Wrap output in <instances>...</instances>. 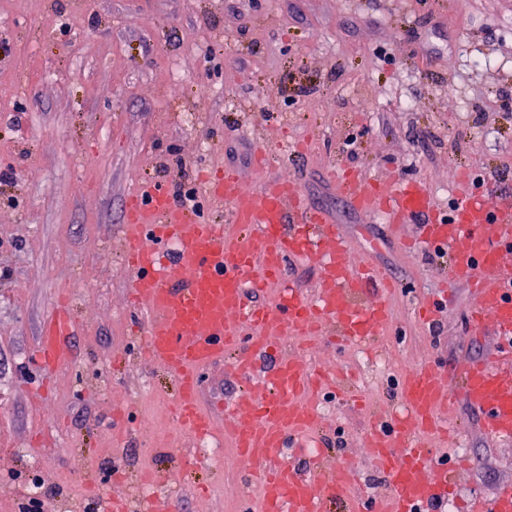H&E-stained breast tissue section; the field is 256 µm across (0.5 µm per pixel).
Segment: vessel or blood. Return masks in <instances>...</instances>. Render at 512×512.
Returning <instances> with one entry per match:
<instances>
[{"label": "vessel or blood", "instance_id": "obj_1", "mask_svg": "<svg viewBox=\"0 0 512 512\" xmlns=\"http://www.w3.org/2000/svg\"><path fill=\"white\" fill-rule=\"evenodd\" d=\"M330 177L354 211L383 219L393 234L419 219L424 242L448 253L449 282L474 290L470 326L492 327L500 339L486 360L452 372L435 363L416 369L402 384L401 414L372 420L366 451L387 476L386 495L360 491L354 471L319 464L301 469L287 459L309 447L322 420L311 398L319 378L301 354H284L269 366L264 357L275 340L300 343L326 327L343 339L371 342L390 320L386 296L393 288L371 267L356 265L334 216L309 207L295 183L269 180L245 192L236 174L225 171L208 183L210 194L227 204L223 224L192 218L156 183L128 198L121 243L133 273L140 354L178 379L174 413L182 437H231L248 461L260 498L245 501L243 512H327L339 499L346 512H433L454 483L447 461L426 442L448 406L450 374L460 375L464 399L479 411L485 431L512 441V202L469 195L443 214L419 179L365 184L348 167ZM296 260L319 271L313 295L287 279ZM273 282L279 285L275 300L256 303L254 294ZM80 333L66 305L49 313L37 339L42 368L64 364L68 339ZM228 351L237 354L244 391L225 404L219 431L199 404V389L203 370ZM465 509L512 512V483L490 499L471 498Z\"/></svg>", "mask_w": 512, "mask_h": 512}]
</instances>
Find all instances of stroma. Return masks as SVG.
<instances>
[{"label": "stroma", "mask_w": 512, "mask_h": 512, "mask_svg": "<svg viewBox=\"0 0 512 512\" xmlns=\"http://www.w3.org/2000/svg\"><path fill=\"white\" fill-rule=\"evenodd\" d=\"M336 163L370 181L423 179L443 210L466 186L512 198V0H0V512H20L27 473L48 480L42 512H109L127 495L148 512L145 468L176 512H241L232 445L215 462L169 433L178 383L139 355L119 241L141 181L184 178L200 217L223 223L203 177L227 168L246 190L296 180L354 259L397 284L381 352L320 336L299 347L346 379L323 403L329 462L383 485L361 402L398 410L407 362H476L496 342L468 323L470 289L445 286L447 257L347 207ZM63 290L83 332L49 375L32 352ZM443 294L436 327L418 322L416 306ZM242 390L225 357L204 370L201 404ZM448 419L470 459L441 512H463L512 482V443L488 437L463 399Z\"/></svg>", "instance_id": "obj_1"}]
</instances>
